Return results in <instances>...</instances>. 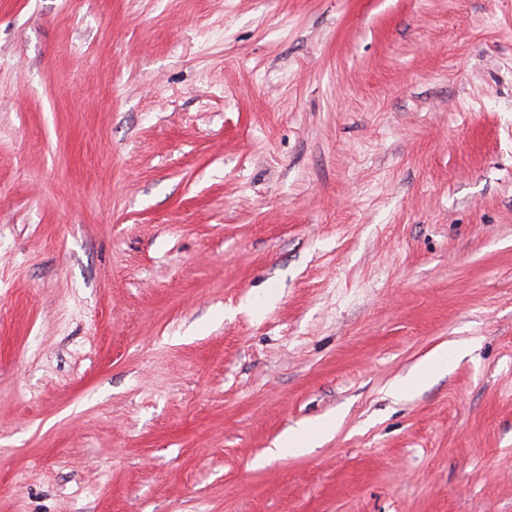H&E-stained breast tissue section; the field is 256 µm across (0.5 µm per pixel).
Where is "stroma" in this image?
I'll use <instances>...</instances> for the list:
<instances>
[{"mask_svg": "<svg viewBox=\"0 0 512 512\" xmlns=\"http://www.w3.org/2000/svg\"><path fill=\"white\" fill-rule=\"evenodd\" d=\"M0 512H512V0H0ZM449 361L448 349L438 348L424 359L407 376L397 379L388 389V395L395 399H404L415 390L427 384L442 371H447L452 365ZM336 431V416L328 417L316 422L299 424L289 428L274 444L270 450L272 457L284 455H299L310 448H316L330 433Z\"/></svg>", "mask_w": 512, "mask_h": 512, "instance_id": "obj_1", "label": "stroma"}]
</instances>
